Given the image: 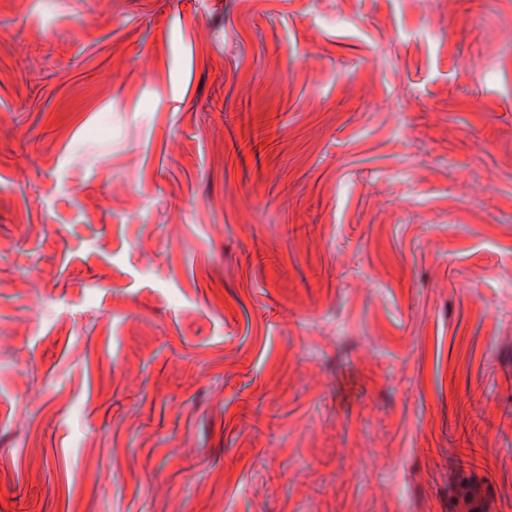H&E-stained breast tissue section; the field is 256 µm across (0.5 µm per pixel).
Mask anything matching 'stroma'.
Listing matches in <instances>:
<instances>
[{"label": "stroma", "mask_w": 512, "mask_h": 512, "mask_svg": "<svg viewBox=\"0 0 512 512\" xmlns=\"http://www.w3.org/2000/svg\"><path fill=\"white\" fill-rule=\"evenodd\" d=\"M0 512H512V0H0Z\"/></svg>", "instance_id": "stroma-1"}]
</instances>
